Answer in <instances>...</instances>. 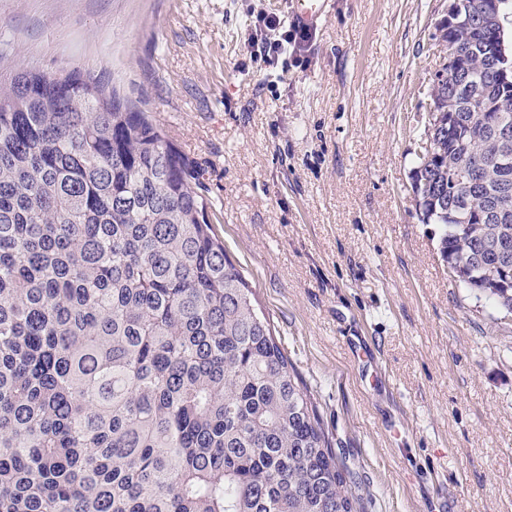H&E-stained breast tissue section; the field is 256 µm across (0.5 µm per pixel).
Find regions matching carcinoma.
Returning a JSON list of instances; mask_svg holds the SVG:
<instances>
[{
  "mask_svg": "<svg viewBox=\"0 0 512 512\" xmlns=\"http://www.w3.org/2000/svg\"><path fill=\"white\" fill-rule=\"evenodd\" d=\"M421 222L512 314V46L466 11L435 36ZM505 50H500V47ZM200 173L95 76L0 86V512H367L317 406L212 230Z\"/></svg>",
  "mask_w": 512,
  "mask_h": 512,
  "instance_id": "obj_1",
  "label": "carcinoma"
}]
</instances>
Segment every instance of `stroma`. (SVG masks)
Here are the masks:
<instances>
[{
    "label": "stroma",
    "instance_id": "stroma-1",
    "mask_svg": "<svg viewBox=\"0 0 512 512\" xmlns=\"http://www.w3.org/2000/svg\"><path fill=\"white\" fill-rule=\"evenodd\" d=\"M447 6L331 0L300 69L246 44L289 0H0L1 81L97 74L201 172L368 512H512V315L451 277L411 188Z\"/></svg>",
    "mask_w": 512,
    "mask_h": 512
}]
</instances>
